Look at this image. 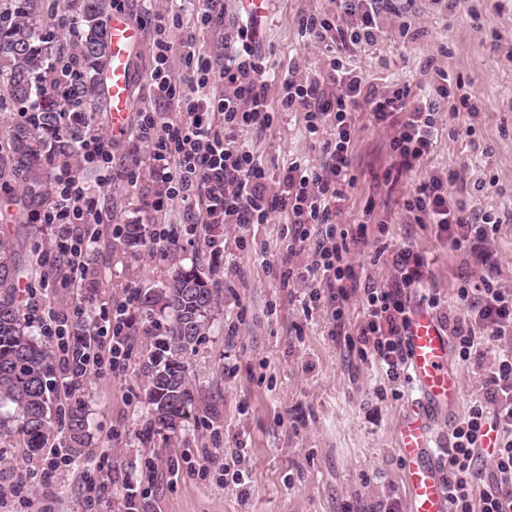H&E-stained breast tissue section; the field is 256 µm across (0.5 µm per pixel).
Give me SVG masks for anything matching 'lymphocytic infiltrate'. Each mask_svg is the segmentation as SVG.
I'll use <instances>...</instances> for the list:
<instances>
[{
    "label": "lymphocytic infiltrate",
    "instance_id": "f902f5d3",
    "mask_svg": "<svg viewBox=\"0 0 512 512\" xmlns=\"http://www.w3.org/2000/svg\"><path fill=\"white\" fill-rule=\"evenodd\" d=\"M412 5L413 0H336L335 14H306L298 26L302 36L312 41H330L344 49L371 46L386 15H401ZM233 30L223 44V64H215L208 53L190 52L196 76L186 94L168 69L169 42L163 37L156 42L150 80L156 95L173 106L177 115L169 118L152 108L138 114L134 136L147 144L152 177L164 185L145 204L161 213L174 200L197 201L205 225L263 224L277 211L287 213L289 222L301 227L324 225L323 239L300 278L308 299L327 301L339 323L343 303L361 294L367 316L348 344L357 347L361 358L377 362L388 381L398 382L406 371L404 336L411 324L405 292L422 289L423 301L433 309L439 299L426 291V262L412 247L403 246L391 254L392 281L383 288L363 283L350 259L351 245L365 242L364 233L350 235L339 220V204L355 181L351 158L355 115L367 111L376 123L393 126L392 162L384 171L385 182L392 184L431 153L442 107L472 113L477 105L470 94L452 96L444 69H436L432 92L414 99L408 84L379 88L341 55L329 57L324 71L315 75L302 77L296 68H289L280 77L281 96L274 108L268 99L267 65L258 51L257 24L240 20ZM218 83L224 86L220 96L212 92ZM278 110L302 113L304 129L317 143L322 161L289 163L274 191L239 135L270 127ZM455 181L452 173L428 175L413 186L404 206L416 223L433 225L438 236L466 255L479 272L476 282H463L457 290L456 302L463 315L448 319L453 348L459 360L468 363L488 350L492 341L512 335V290L500 287L496 280L492 242L501 224L499 216L469 214L453 196ZM101 220L85 184L70 167H63L55 179L52 202L38 221L54 229L59 257L54 274L65 285L75 287L81 282L87 240L93 224ZM137 300V289H126L124 297L113 303L111 319L94 323L96 347L76 353L61 342V363L70 383H79L90 368L113 377L123 374L130 358L127 315ZM485 457L490 458L491 468L481 467ZM448 489L450 512H512L511 348L495 354L478 393L452 430Z\"/></svg>",
    "mask_w": 512,
    "mask_h": 512
}]
</instances>
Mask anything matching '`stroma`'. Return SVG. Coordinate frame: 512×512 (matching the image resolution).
<instances>
[{
    "label": "stroma",
    "mask_w": 512,
    "mask_h": 512,
    "mask_svg": "<svg viewBox=\"0 0 512 512\" xmlns=\"http://www.w3.org/2000/svg\"><path fill=\"white\" fill-rule=\"evenodd\" d=\"M173 9L179 24L169 33L170 70L186 85L192 79L189 48L214 51L222 34L197 25L195 0H175ZM335 11L336 0H266L257 22L270 70H321L330 50L301 38L298 19ZM122 12L140 33L131 80L140 110L154 104L149 76L155 32L143 0H124ZM404 20L417 30V38L399 36ZM350 55L370 82L381 87L406 83L415 96L428 90L425 63L434 59L476 97L479 107L473 117L464 112L443 117L432 154L394 184L383 178L390 162L389 129L377 125L370 113L357 114L355 184L341 203L342 222L357 227L364 207L372 203L391 224L384 236L377 225H367L368 245L354 251L356 263L371 283L386 286L391 269L385 253L412 245L424 256L428 284L441 298L436 316L457 313L456 290L476 280L475 269L437 236L434 226L416 223L403 206L419 179L452 169L459 175L453 191L468 210L502 217L494 240L498 281L512 289V0H447L443 8L432 0H414L406 18L387 17L376 43ZM302 123L301 113L285 112L269 128L242 132L271 182H278L292 161L319 163L321 153ZM136 164L147 166L148 152L128 133L112 141L111 182H100L95 168L82 172L106 215L87 254L100 287L56 284L45 288L44 296L57 310L78 307L94 321L110 314L113 300L122 298L126 287L144 293L160 288L174 267L199 265L215 299L203 335L185 356L194 399L189 425L165 446L144 435L148 378L142 359L164 335L168 321L134 308L123 375L91 372L74 390L62 372H55L49 445L32 455L14 438L0 439V491L8 493L0 512H128L132 500L143 503L145 512H384V503L391 500L399 512H410L399 427L415 397L413 389L402 381L400 397H380L379 389L388 384L384 372L335 335L326 305L306 309L302 289L285 287L278 278L285 269L303 270L321 226H310L301 242L287 214L279 212L264 224L209 229L191 228L199 211L182 203L169 214L149 216L143 199L157 185L149 180L129 184L125 172ZM26 189V182L17 179L11 192L0 191V203L12 214L10 223H0V247L19 259L23 281L36 283L45 271L38 257L52 229L34 222L31 207L14 202V193ZM131 221H171L189 239L163 256L144 245L128 249L112 227ZM209 235L223 241V251H211L205 241ZM493 357L489 351L474 363L454 366L459 403L451 417H440L433 427L440 468L448 466V437L477 393L478 373ZM76 401L89 421L82 447L70 446L62 413ZM61 449L71 464L45 482L47 464ZM233 459L240 460L246 485L235 484L219 469V462Z\"/></svg>",
    "instance_id": "35a3bbf8"
}]
</instances>
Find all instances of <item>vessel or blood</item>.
<instances>
[{
	"label": "vessel or blood",
	"instance_id": "obj_1",
	"mask_svg": "<svg viewBox=\"0 0 512 512\" xmlns=\"http://www.w3.org/2000/svg\"><path fill=\"white\" fill-rule=\"evenodd\" d=\"M110 32L112 61L101 79L112 100V133L121 136L133 110L131 66L139 33L118 12L112 15ZM404 344L417 391L399 429L410 512H447L448 493L434 458L432 424L452 411L460 394L458 378L448 367V337L434 313L420 306Z\"/></svg>",
	"mask_w": 512,
	"mask_h": 512
}]
</instances>
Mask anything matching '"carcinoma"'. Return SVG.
Instances as JSON below:
<instances>
[{
  "mask_svg": "<svg viewBox=\"0 0 512 512\" xmlns=\"http://www.w3.org/2000/svg\"><path fill=\"white\" fill-rule=\"evenodd\" d=\"M113 0H0V76L6 80L0 106H19L20 121L10 134L9 153L0 155V187L21 177L34 196L44 192L42 172L64 165L93 131V117L110 109L98 74L111 54L109 18ZM68 27L67 47L54 27ZM82 63L79 79L66 82L69 58ZM144 225H125L124 245L145 243ZM23 269L10 252L0 251V406L17 414L24 445L45 447L51 425L50 391L53 355L33 336L16 293ZM214 302L205 273L197 265L175 268L162 287L140 297L143 309L168 314L166 335L150 356L145 407L150 429L163 443L183 429L192 403L184 354L199 340ZM69 439L75 446L87 437V419L79 409L68 413Z\"/></svg>",
  "mask_w": 512,
  "mask_h": 512,
  "instance_id": "obj_1",
  "label": "carcinoma"
}]
</instances>
